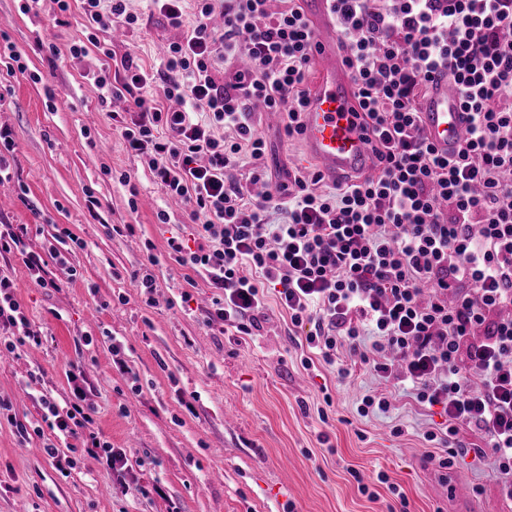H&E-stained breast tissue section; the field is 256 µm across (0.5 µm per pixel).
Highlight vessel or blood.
<instances>
[{
	"label": "vessel or blood",
	"instance_id": "1",
	"mask_svg": "<svg viewBox=\"0 0 512 512\" xmlns=\"http://www.w3.org/2000/svg\"><path fill=\"white\" fill-rule=\"evenodd\" d=\"M313 23L315 79L302 114L301 137L325 177L342 181L355 174L372 175L377 162L354 117L358 101L346 54L336 41L329 0H304ZM422 129L441 155L452 154L466 128L457 95L445 73H435L431 92L421 106Z\"/></svg>",
	"mask_w": 512,
	"mask_h": 512
}]
</instances>
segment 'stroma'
<instances>
[{"label":"stroma","instance_id":"1","mask_svg":"<svg viewBox=\"0 0 512 512\" xmlns=\"http://www.w3.org/2000/svg\"><path fill=\"white\" fill-rule=\"evenodd\" d=\"M19 5L0 0V47L24 64L9 75L0 69V125L16 143L12 178L0 183V221L27 225L26 246L47 256L56 285L36 286L18 258L0 260L44 331L41 345L0 357V400L29 431L20 436L0 417V512H285L290 503L295 512H394L392 483L408 512H449L452 496L477 512H512L490 460L470 449V431H460L466 447L447 467L428 462L433 447L424 435L447 424L440 407L400 385L389 388L387 411L362 418L360 399L379 387L372 375L359 367L342 381L321 362L304 369L308 350L275 296L260 335L210 323L213 289L168 258L170 238L194 243L187 213L174 207L170 223H159L165 199L148 164L127 150L88 78L103 55L70 52L83 16L72 10L60 25L49 9L25 15ZM130 9L137 24L122 38L108 30L99 38L154 70L163 45L183 31L148 0H131ZM256 122L269 175L308 165L300 140H288L279 122ZM65 231L71 241L57 245ZM145 273L156 281L150 294L138 281ZM76 360L87 379L88 429L125 450L135 492L122 493L85 448L65 474L40 452L55 437L40 401L69 398L66 373ZM381 471L387 483L377 481Z\"/></svg>","mask_w":512,"mask_h":512}]
</instances>
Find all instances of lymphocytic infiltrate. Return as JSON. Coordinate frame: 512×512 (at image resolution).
Returning <instances> with one entry per match:
<instances>
[{"label": "lymphocytic infiltrate", "mask_w": 512, "mask_h": 512, "mask_svg": "<svg viewBox=\"0 0 512 512\" xmlns=\"http://www.w3.org/2000/svg\"><path fill=\"white\" fill-rule=\"evenodd\" d=\"M171 26L157 74L131 55L91 78L101 102L129 94L131 113L112 120L129 151L145 159L165 197L190 208L196 250L169 241L172 260L218 291L211 320L253 335L266 290L276 292L310 356L338 379L363 366L383 382L411 386L419 403L441 406L445 431L427 441L446 448L461 429L476 453L493 458L512 502V0H332L346 49L366 142L377 174L329 185L320 170L269 178L255 114H281L299 136L307 104L314 29L298 0H150ZM52 4L79 9L85 39L72 54L99 47V32L133 27L129 0H23L22 12ZM222 15L223 27L212 24ZM248 61L243 70L235 61ZM447 72L466 114L468 135L445 157L422 132L419 104L431 75ZM161 91H154V82ZM26 226L0 225V254H19L39 287H54L42 255L26 250ZM30 342L42 332L23 312L15 284L0 271V326ZM348 348L350 360L336 358ZM81 362L67 373V410L43 400L60 437H87L109 469L122 450L86 433L91 417Z\"/></svg>", "instance_id": "obj_1"}]
</instances>
